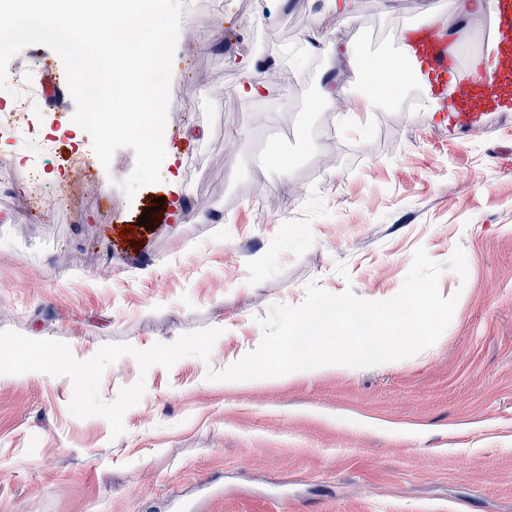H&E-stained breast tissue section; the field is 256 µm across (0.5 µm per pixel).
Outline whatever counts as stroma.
Masks as SVG:
<instances>
[{
	"label": "stroma",
	"instance_id": "35a3bbf8",
	"mask_svg": "<svg viewBox=\"0 0 512 512\" xmlns=\"http://www.w3.org/2000/svg\"><path fill=\"white\" fill-rule=\"evenodd\" d=\"M452 9L184 8L168 161L131 197L133 150L103 167L70 93L0 133V512H512V112L459 137L398 97L343 126L365 85L338 47L397 58L426 12ZM282 34L299 47L288 69L239 95ZM8 71L67 82L41 44ZM330 81L334 106L311 108ZM284 177L293 191L273 190ZM419 246L467 262L439 280L458 302L433 346L310 379L207 380L259 346L271 305L301 304L312 281L391 298Z\"/></svg>",
	"mask_w": 512,
	"mask_h": 512
}]
</instances>
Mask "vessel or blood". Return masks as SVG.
Masks as SVG:
<instances>
[{
  "label": "vessel or blood",
  "instance_id": "b4317fda",
  "mask_svg": "<svg viewBox=\"0 0 512 512\" xmlns=\"http://www.w3.org/2000/svg\"><path fill=\"white\" fill-rule=\"evenodd\" d=\"M490 40L497 50L494 78L490 81L473 73L451 79V42L428 24L410 35L409 50L399 64L424 76L428 93L437 100L474 101L473 111L455 113L453 124L461 129L478 127L490 114L512 110V0H498V9L490 20Z\"/></svg>",
  "mask_w": 512,
  "mask_h": 512
}]
</instances>
